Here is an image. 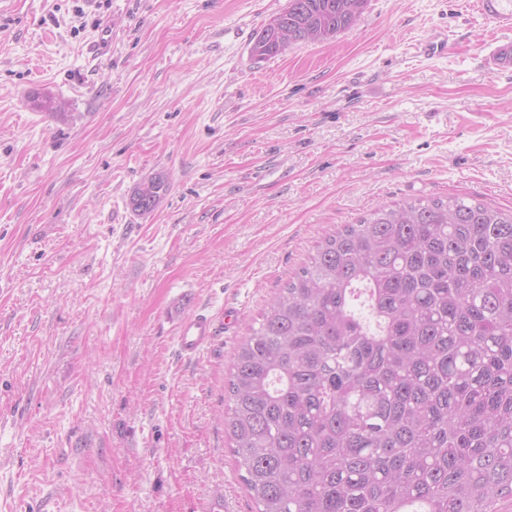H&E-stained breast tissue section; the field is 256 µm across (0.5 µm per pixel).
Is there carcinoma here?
I'll return each instance as SVG.
<instances>
[{"label": "carcinoma", "instance_id": "1", "mask_svg": "<svg viewBox=\"0 0 512 512\" xmlns=\"http://www.w3.org/2000/svg\"><path fill=\"white\" fill-rule=\"evenodd\" d=\"M367 0H288L251 53L335 39ZM130 206L156 209L159 174ZM224 431L256 512L512 503V212L381 205L325 237L237 349Z\"/></svg>", "mask_w": 512, "mask_h": 512}]
</instances>
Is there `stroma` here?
Segmentation results:
<instances>
[{
  "label": "stroma",
  "mask_w": 512,
  "mask_h": 512,
  "mask_svg": "<svg viewBox=\"0 0 512 512\" xmlns=\"http://www.w3.org/2000/svg\"><path fill=\"white\" fill-rule=\"evenodd\" d=\"M286 5L0 0V512H252L225 384L317 243L404 199L512 210V72L475 0H368L257 59ZM228 310L181 353V317ZM484 62L492 72L512 71V41L498 40L494 42ZM147 187L148 194L140 195L141 186ZM168 190L166 178L159 174L141 183L130 197V206L142 214L150 213L158 207Z\"/></svg>",
  "instance_id": "35a3bbf8"
}]
</instances>
